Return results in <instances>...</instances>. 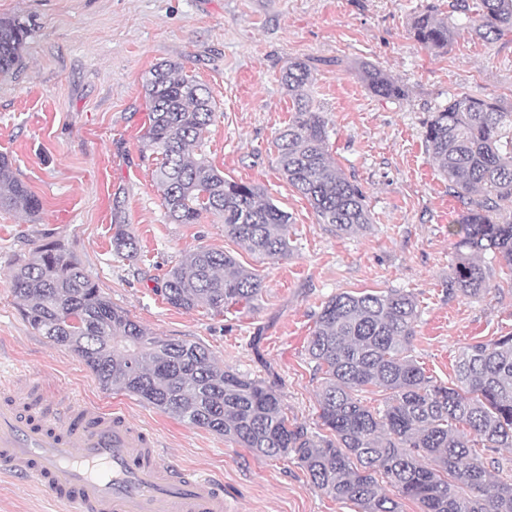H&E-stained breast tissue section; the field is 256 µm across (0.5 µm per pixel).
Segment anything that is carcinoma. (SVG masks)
Instances as JSON below:
<instances>
[{
  "instance_id": "obj_1",
  "label": "carcinoma",
  "mask_w": 512,
  "mask_h": 512,
  "mask_svg": "<svg viewBox=\"0 0 512 512\" xmlns=\"http://www.w3.org/2000/svg\"><path fill=\"white\" fill-rule=\"evenodd\" d=\"M453 13L418 12L412 37L431 51L448 47L460 24L482 39L512 32V0H454ZM28 27L0 20V74L17 64ZM182 66L162 62L151 71L145 94L149 126L143 150L156 156L162 205L175 224H195L204 212L218 216L224 236L267 258L288 256V214L250 183L224 178L194 154L213 122L208 89L179 75ZM312 67L291 61L281 82L295 113L275 140L288 183L305 197L319 220L340 234L371 223L358 185L329 153L327 123L307 93ZM368 90L383 99L405 88L372 63L361 69ZM448 188L463 210L448 225L456 261L448 294L484 296L491 291L482 268L490 251L512 270V109L471 95H457L433 113L424 132ZM41 200L0 154V210L34 215ZM139 241L127 224L112 225V251L134 259ZM23 319L54 345L73 352L106 391L123 392L170 417L229 438L258 456L291 458L315 488L360 512H401V500L420 512H512V481L493 480L496 464L474 453L512 448V335L476 341L460 352L446 384L426 374L412 356L417 298L410 292L343 291L318 314L308 342L309 359L322 374L319 408L323 436L288 423L282 394L263 382L218 366L197 343L162 339L112 306L58 243L41 244L11 276ZM262 280L235 256L199 246L184 253L156 288L172 307L205 306L221 315L258 299ZM390 392L384 408L359 393Z\"/></svg>"
}]
</instances>
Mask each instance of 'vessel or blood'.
Instances as JSON below:
<instances>
[{"instance_id":"b4317fda","label":"vessel or blood","mask_w":512,"mask_h":512,"mask_svg":"<svg viewBox=\"0 0 512 512\" xmlns=\"http://www.w3.org/2000/svg\"><path fill=\"white\" fill-rule=\"evenodd\" d=\"M0 475L36 483L75 512H229L220 480L172 464L153 435L98 404L44 423L0 403Z\"/></svg>"}]
</instances>
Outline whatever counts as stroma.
Wrapping results in <instances>:
<instances>
[{"label":"stroma","mask_w":512,"mask_h":512,"mask_svg":"<svg viewBox=\"0 0 512 512\" xmlns=\"http://www.w3.org/2000/svg\"><path fill=\"white\" fill-rule=\"evenodd\" d=\"M450 0H0V19L29 36L0 74V154L37 195L40 212L0 211V389L22 382L63 405L118 407L162 441L167 459L211 472L233 512H357L323 494L288 458L254 455L224 436L170 418L137 397L102 390L68 349L24 321L10 275L54 241L81 263L113 305L154 335L205 346L225 368L274 387L289 420L320 431L321 379L306 351L322 304L343 291L400 288L420 315L413 354L442 382L462 348L512 334V271L482 257L492 290L449 295L462 206L428 153L424 126L451 96L512 109V33L485 40L461 31L440 52L410 34L412 17ZM311 64L309 96L328 146L365 195L372 222L352 235L319 223L281 175L273 142L294 113L281 83L288 62ZM206 85L216 120L201 147L225 178L261 186L289 215L288 256L265 259L224 235L221 220L174 224L155 163L140 152L148 126L143 85L161 62ZM372 63L404 84L401 100L375 97L360 68ZM139 241L136 260L112 251V214ZM207 246L253 269L263 288L251 308L186 312L157 293L184 252ZM0 512H67L36 487L0 476Z\"/></svg>","instance_id":"1"}]
</instances>
